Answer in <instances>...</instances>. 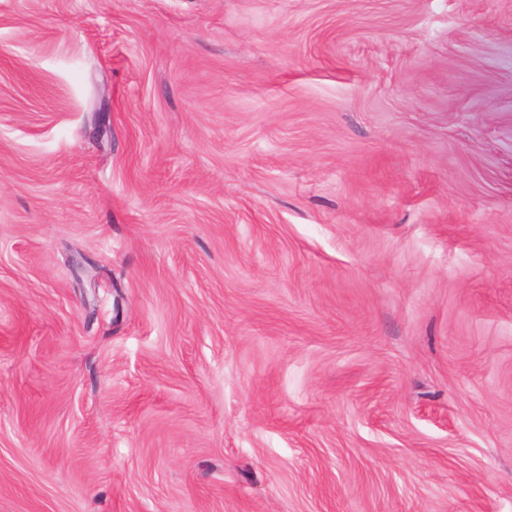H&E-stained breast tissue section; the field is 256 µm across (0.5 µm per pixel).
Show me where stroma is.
Here are the masks:
<instances>
[{
    "label": "stroma",
    "mask_w": 512,
    "mask_h": 512,
    "mask_svg": "<svg viewBox=\"0 0 512 512\" xmlns=\"http://www.w3.org/2000/svg\"><path fill=\"white\" fill-rule=\"evenodd\" d=\"M0 512H512V0H0Z\"/></svg>",
    "instance_id": "stroma-1"
}]
</instances>
